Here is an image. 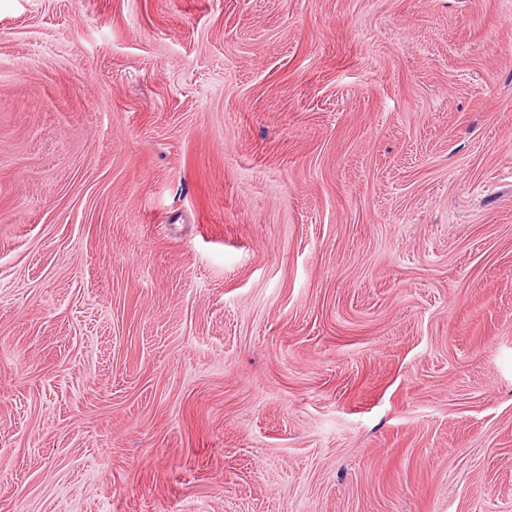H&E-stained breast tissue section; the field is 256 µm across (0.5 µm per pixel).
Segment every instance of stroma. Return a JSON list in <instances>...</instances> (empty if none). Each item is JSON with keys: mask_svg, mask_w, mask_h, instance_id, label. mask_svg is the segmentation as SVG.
<instances>
[{"mask_svg": "<svg viewBox=\"0 0 512 512\" xmlns=\"http://www.w3.org/2000/svg\"><path fill=\"white\" fill-rule=\"evenodd\" d=\"M0 512H512V0H0Z\"/></svg>", "mask_w": 512, "mask_h": 512, "instance_id": "obj_1", "label": "stroma"}]
</instances>
